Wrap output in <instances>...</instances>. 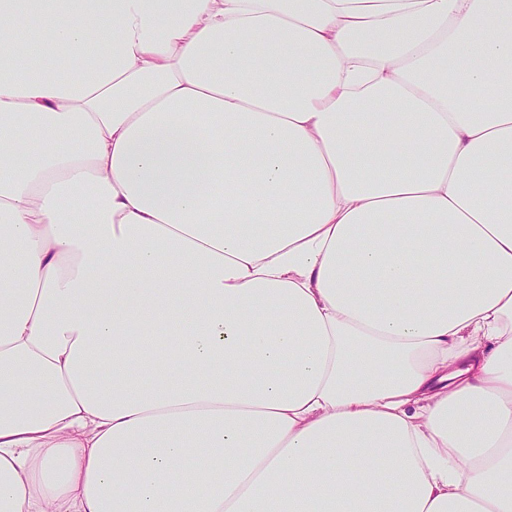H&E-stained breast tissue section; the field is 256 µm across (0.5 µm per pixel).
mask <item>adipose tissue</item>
<instances>
[{"instance_id": "adipose-tissue-1", "label": "adipose tissue", "mask_w": 512, "mask_h": 512, "mask_svg": "<svg viewBox=\"0 0 512 512\" xmlns=\"http://www.w3.org/2000/svg\"><path fill=\"white\" fill-rule=\"evenodd\" d=\"M0 512H512V0H0Z\"/></svg>"}]
</instances>
